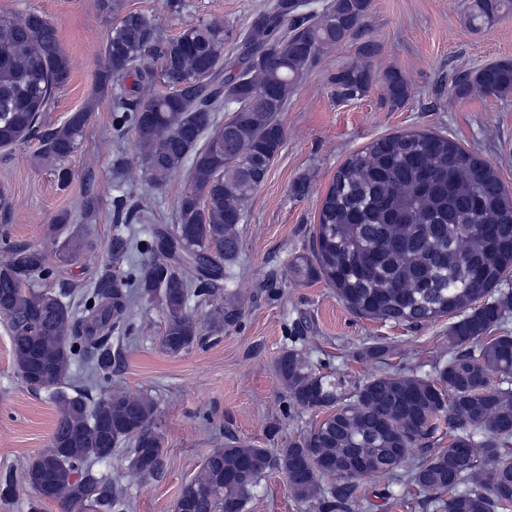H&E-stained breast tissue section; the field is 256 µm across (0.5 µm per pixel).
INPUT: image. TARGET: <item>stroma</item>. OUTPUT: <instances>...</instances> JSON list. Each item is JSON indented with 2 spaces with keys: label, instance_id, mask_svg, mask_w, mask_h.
Returning a JSON list of instances; mask_svg holds the SVG:
<instances>
[{
  "label": "stroma",
  "instance_id": "1",
  "mask_svg": "<svg viewBox=\"0 0 512 512\" xmlns=\"http://www.w3.org/2000/svg\"><path fill=\"white\" fill-rule=\"evenodd\" d=\"M263 0H184L173 12L168 0H123L172 38L190 25L221 19L246 24ZM467 0H372L361 36L329 49L303 77L280 119L286 141L273 160L261 187L246 205L247 222L240 227L241 250L227 290L242 298L239 320L217 335L203 336L177 356L160 346L163 309L140 304L144 332L127 333L121 355L112 365L108 390L102 393L147 394L156 402V427L165 443L158 478L145 481L116 451L101 470L117 481L132 504L130 512H172L181 486L200 468L212 449L234 437L260 448L279 447L281 440L304 435L314 423L306 411L287 407L286 394L272 365L284 348L302 350L317 371L336 372L347 383L389 373L432 374L434 364L448 359V318L408 328L354 314L324 282L297 281L289 263L308 252L321 202L338 167L367 143L398 131L432 130L480 153L512 190V96L495 99L473 92L452 98L448 88L458 74L512 59V14L479 32L465 21ZM34 11L54 24L59 44L71 62L66 85L57 90L43 124H60L89 98L97 105L82 140L62 167L40 158L41 141L31 137L8 151L0 150V193L9 207H0V249L25 244L40 248L49 263L67 235H50L54 217L68 213L72 225L86 224L93 251L62 268L53 289L84 291L93 285L107 258L112 238L113 202L127 188L112 177V104L95 97L101 52L112 25L99 0H0V14L21 16ZM379 47L372 60L376 73L395 68L410 80V99L394 109L384 86L375 83L361 99L343 102L333 94L331 78L355 60L363 41ZM70 172L60 184L59 169ZM305 193H297L298 184ZM96 200L94 216L84 219L86 196ZM381 341L391 347L382 359L359 360L357 347ZM58 412L47 393L31 391L16 372L10 331L0 322V480L11 478L17 496L0 512H28L32 492L26 467L49 444ZM279 427L269 437V423ZM366 512H433L424 493L396 485L392 495H376L368 478L357 480ZM247 512H313L297 501L285 473L270 471L260 482Z\"/></svg>",
  "mask_w": 512,
  "mask_h": 512
}]
</instances>
